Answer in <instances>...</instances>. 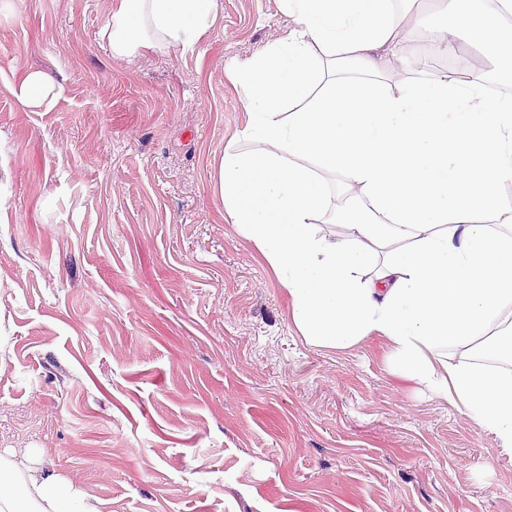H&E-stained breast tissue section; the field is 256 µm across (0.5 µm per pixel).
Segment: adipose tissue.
I'll list each match as a JSON object with an SVG mask.
<instances>
[{
  "label": "adipose tissue",
  "instance_id": "obj_1",
  "mask_svg": "<svg viewBox=\"0 0 512 512\" xmlns=\"http://www.w3.org/2000/svg\"><path fill=\"white\" fill-rule=\"evenodd\" d=\"M397 0H280L294 26L233 74L245 91L243 147L216 169L224 219L280 277L312 345L378 337L389 371L445 398L512 452V99L482 80L383 77L402 43ZM479 16L512 65V28L487 0H443ZM221 0H110L100 36L119 63L177 55L221 21ZM340 173L344 240L317 236L323 171ZM0 512H99L77 490L0 453Z\"/></svg>",
  "mask_w": 512,
  "mask_h": 512
}]
</instances>
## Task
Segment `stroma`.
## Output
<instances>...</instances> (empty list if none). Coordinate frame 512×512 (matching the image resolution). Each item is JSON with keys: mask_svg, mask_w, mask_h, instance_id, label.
Wrapping results in <instances>:
<instances>
[{"mask_svg": "<svg viewBox=\"0 0 512 512\" xmlns=\"http://www.w3.org/2000/svg\"><path fill=\"white\" fill-rule=\"evenodd\" d=\"M0 18V452L100 512H512V453L391 374L387 346L308 344L214 165L244 127L235 63L279 0H224L193 52L114 62L108 0ZM449 59L498 66L471 20ZM51 72L19 106L22 69ZM53 90L54 81L48 72L29 68L22 74L15 95L21 105L36 107L41 105Z\"/></svg>", "mask_w": 512, "mask_h": 512, "instance_id": "stroma-1", "label": "stroma"}]
</instances>
